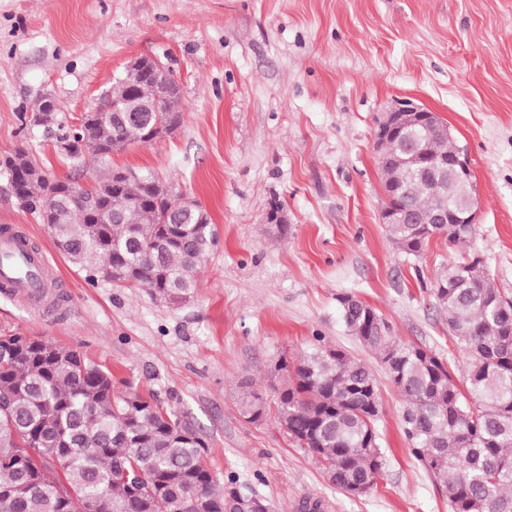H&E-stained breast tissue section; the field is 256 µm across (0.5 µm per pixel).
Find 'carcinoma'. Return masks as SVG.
Listing matches in <instances>:
<instances>
[{
  "label": "carcinoma",
  "instance_id": "1",
  "mask_svg": "<svg viewBox=\"0 0 512 512\" xmlns=\"http://www.w3.org/2000/svg\"><path fill=\"white\" fill-rule=\"evenodd\" d=\"M152 82L129 87L118 79L96 119L58 138L81 133L79 150L104 171L88 202L66 194L76 176L37 180L22 204L50 225L52 241L81 266L88 280L142 288L166 303L193 297L201 264L198 247L214 241L200 206L172 222L170 193L129 181L112 188V152L173 131L152 115L146 124L112 121V107L151 101ZM429 140L412 126L381 144L383 186L396 209L427 214L448 186L419 179L408 159L409 140ZM32 164L23 150L0 167L10 172ZM119 212L120 224H97L94 212ZM392 242L417 257L444 236L467 246L468 224H389ZM433 294L448 315V331L466 363L460 388L447 362L433 351L391 335L373 308L351 295L339 297L352 335L383 364L405 402V434L423 467L442 480L451 512H512V298L495 287L483 260L468 252L444 267ZM0 344V512H81L95 499L101 512H242L251 495L234 479L219 486L204 464L206 443L157 401L135 391L117 395L112 373L79 353L14 334ZM277 419L294 443L315 456L331 483L372 488L383 467L376 429L374 372L344 351L320 344L293 366L291 382L276 390ZM241 414L249 422L268 415L264 397L246 391ZM43 448L61 467L19 454Z\"/></svg>",
  "mask_w": 512,
  "mask_h": 512
}]
</instances>
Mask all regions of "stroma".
<instances>
[{
	"instance_id": "35a3bbf8",
	"label": "stroma",
	"mask_w": 512,
	"mask_h": 512,
	"mask_svg": "<svg viewBox=\"0 0 512 512\" xmlns=\"http://www.w3.org/2000/svg\"><path fill=\"white\" fill-rule=\"evenodd\" d=\"M140 54L180 79L181 122L111 164L153 171L208 213L217 244L194 296L173 306L90 284L0 171V229L47 253L60 299L46 317L0 295V336L75 350L111 370L116 394L156 398L203 436L218 480L236 478L273 512L307 498L325 512H450L442 482L411 453L401 396L338 298L359 297L402 342L459 368L433 288L461 248L441 236L414 258L380 222L374 130L401 98L468 147L480 207L471 246L512 296V0H0V157L21 149L48 175H70L54 132L34 122L39 100L52 95L72 125ZM275 199L287 223H267ZM319 339L379 380L385 460L363 494L333 486L275 414L250 423L239 412L244 387L273 397L278 360Z\"/></svg>"
}]
</instances>
